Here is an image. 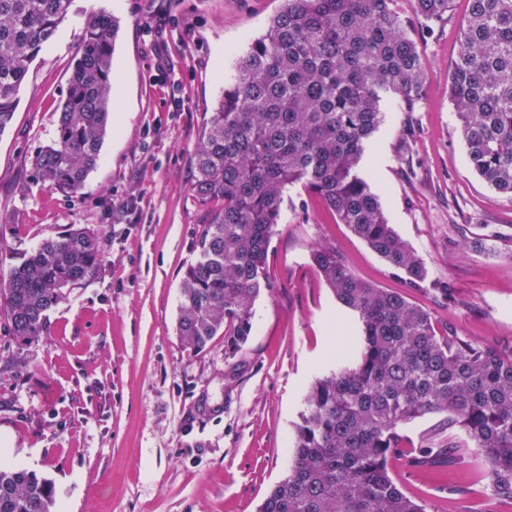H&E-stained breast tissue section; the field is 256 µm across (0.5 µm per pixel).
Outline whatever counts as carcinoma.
<instances>
[{"mask_svg": "<svg viewBox=\"0 0 512 512\" xmlns=\"http://www.w3.org/2000/svg\"><path fill=\"white\" fill-rule=\"evenodd\" d=\"M74 0H0V134L8 129L30 65L68 18ZM452 0H413L427 27ZM392 0H283L264 33L229 63L191 158L190 190L220 208L180 282L177 332L199 351L218 334L234 356L250 336L271 238L288 188L320 195L339 221L410 288H428L421 258L388 224L358 170L385 121L381 102L413 112L425 64ZM450 97L474 172L512 197V0H469ZM120 20L86 18L51 141L28 156L29 183L62 195L83 188L110 130L112 55ZM312 260L360 334L336 369L315 380L288 440L285 476L258 512H427L392 480L388 461L406 425L443 414L459 431L446 448L421 441L417 466L478 458L494 496L512 499V346L437 335L431 313L397 292L360 281L336 248ZM102 261L99 236L68 228L42 240L0 275V319L22 342L44 335L66 290ZM51 480L0 457V512H54Z\"/></svg>", "mask_w": 512, "mask_h": 512, "instance_id": "cac0c4a2", "label": "carcinoma"}]
</instances>
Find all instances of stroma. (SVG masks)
<instances>
[{
    "label": "stroma",
    "instance_id": "35a3bbf8",
    "mask_svg": "<svg viewBox=\"0 0 512 512\" xmlns=\"http://www.w3.org/2000/svg\"><path fill=\"white\" fill-rule=\"evenodd\" d=\"M282 5L74 0L30 66L14 123L0 134V270L73 225L97 233L104 253L37 341H17L0 321V448L54 483L56 512H257L288 470L284 448L305 392L359 330L314 265L315 243L335 245L362 281L428 309L440 335L512 344V198L472 170L449 96L469 2L453 0L430 30L411 0H394L426 65L424 97L409 114L396 97L383 100L385 123L359 169L432 289L407 287L319 195L293 186L243 350L225 355L220 335L198 352L182 346L180 280L214 209L189 190L190 158L229 52L262 34ZM99 11L121 24L112 70L122 119L83 190L64 197L30 184L27 158L55 134L83 23ZM443 422L432 415L405 427L403 454L389 462L397 486L429 512H512L478 465H408Z\"/></svg>",
    "mask_w": 512,
    "mask_h": 512
}]
</instances>
